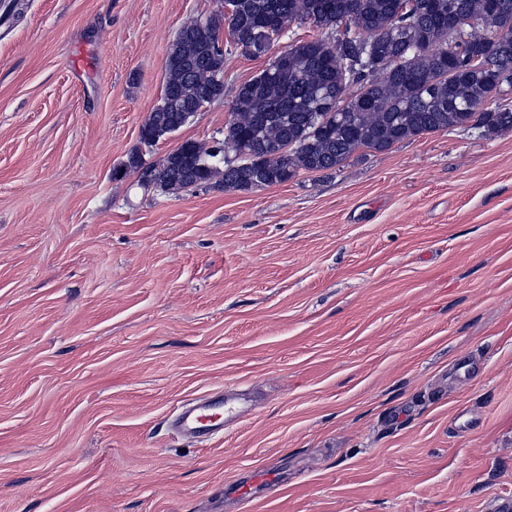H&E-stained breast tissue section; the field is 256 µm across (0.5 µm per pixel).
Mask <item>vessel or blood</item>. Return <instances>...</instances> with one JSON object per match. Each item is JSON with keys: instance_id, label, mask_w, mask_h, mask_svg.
<instances>
[{"instance_id": "1", "label": "vessel or blood", "mask_w": 512, "mask_h": 512, "mask_svg": "<svg viewBox=\"0 0 512 512\" xmlns=\"http://www.w3.org/2000/svg\"><path fill=\"white\" fill-rule=\"evenodd\" d=\"M254 406L251 398L231 388L218 396H205L179 413L177 431L189 439L209 437L248 415Z\"/></svg>"}]
</instances>
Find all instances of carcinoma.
<instances>
[{
    "instance_id": "carcinoma-1",
    "label": "carcinoma",
    "mask_w": 512,
    "mask_h": 512,
    "mask_svg": "<svg viewBox=\"0 0 512 512\" xmlns=\"http://www.w3.org/2000/svg\"><path fill=\"white\" fill-rule=\"evenodd\" d=\"M225 51L220 16L194 19L167 59L168 93L140 130L152 149L181 126V116L216 95L232 45L272 43L280 20L307 21L328 33L297 42L284 60L241 85L225 125L224 151L192 142L201 166L190 176L163 158L145 169L141 154L125 169L171 194L218 181L250 191L284 184L299 171L342 165L360 149L384 151L425 133L449 129L512 130V108L497 103L512 90V0H235ZM460 18L458 37L448 16ZM354 94H348L351 86Z\"/></svg>"
}]
</instances>
